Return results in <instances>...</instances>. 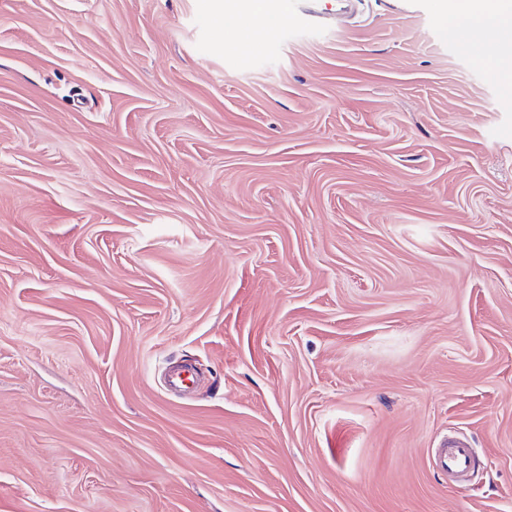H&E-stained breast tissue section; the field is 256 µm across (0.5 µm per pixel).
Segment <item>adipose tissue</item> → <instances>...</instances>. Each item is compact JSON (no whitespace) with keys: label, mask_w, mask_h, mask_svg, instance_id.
I'll use <instances>...</instances> for the list:
<instances>
[{"label":"adipose tissue","mask_w":512,"mask_h":512,"mask_svg":"<svg viewBox=\"0 0 512 512\" xmlns=\"http://www.w3.org/2000/svg\"><path fill=\"white\" fill-rule=\"evenodd\" d=\"M446 29L483 49L494 79L512 83V56L503 53V26L512 18V0H453L441 15Z\"/></svg>","instance_id":"obj_1"}]
</instances>
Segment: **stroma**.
I'll list each match as a JSON object with an SVG mask.
<instances>
[{"mask_svg":"<svg viewBox=\"0 0 512 512\" xmlns=\"http://www.w3.org/2000/svg\"><path fill=\"white\" fill-rule=\"evenodd\" d=\"M437 2L0 0V512H512V86ZM226 14L260 20L267 28L274 26L278 20L272 13L269 0H237L231 4ZM275 12L277 14H302L311 18L315 14V10L311 8L312 5L320 6L322 10L336 12V4L351 2L349 0H275ZM471 457L473 449L463 440L453 438L448 440V448H441L438 452V465L450 474L466 467Z\"/></svg>","mask_w":512,"mask_h":512,"instance_id":"obj_1","label":"stroma"}]
</instances>
